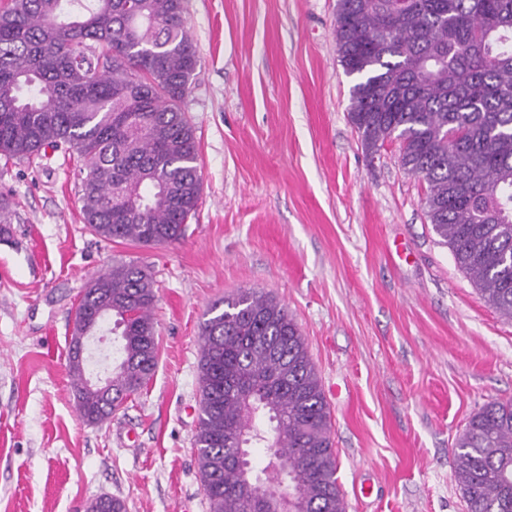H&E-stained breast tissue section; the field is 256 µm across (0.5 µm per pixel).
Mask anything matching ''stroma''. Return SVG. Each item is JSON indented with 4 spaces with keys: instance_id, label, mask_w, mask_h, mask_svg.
Returning a JSON list of instances; mask_svg holds the SVG:
<instances>
[{
    "instance_id": "35a3bbf8",
    "label": "stroma",
    "mask_w": 512,
    "mask_h": 512,
    "mask_svg": "<svg viewBox=\"0 0 512 512\" xmlns=\"http://www.w3.org/2000/svg\"><path fill=\"white\" fill-rule=\"evenodd\" d=\"M201 68L185 99L198 209L176 243L90 233L76 153L0 157V512H209L193 448L200 326L243 289L286 305L330 404L347 512H467L453 446L512 401V319L435 234L400 144L368 155L349 120L337 0H185ZM136 262L155 281L158 364L106 421L68 368L87 283Z\"/></svg>"
}]
</instances>
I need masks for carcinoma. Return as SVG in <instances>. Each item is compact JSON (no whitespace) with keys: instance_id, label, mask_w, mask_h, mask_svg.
<instances>
[{"instance_id":"cac0c4a2","label":"carcinoma","mask_w":512,"mask_h":512,"mask_svg":"<svg viewBox=\"0 0 512 512\" xmlns=\"http://www.w3.org/2000/svg\"><path fill=\"white\" fill-rule=\"evenodd\" d=\"M335 38L351 124L370 156L392 139L427 183L425 212L485 302L512 318V0H338ZM201 61L184 0H0V156L75 150L83 221L108 241H179L201 193L183 110ZM155 283L112 267L84 289L75 327L102 305L117 336L112 399L68 355L79 417L98 424L139 395L158 364ZM202 326L193 447L209 512H346L332 417L287 308L253 289ZM272 451L255 470L251 449ZM467 512H512V402L457 438ZM285 459L288 470L276 466ZM92 512H127L103 496Z\"/></svg>"}]
</instances>
